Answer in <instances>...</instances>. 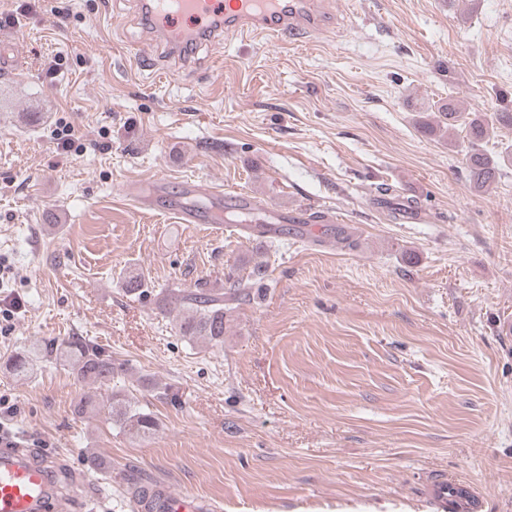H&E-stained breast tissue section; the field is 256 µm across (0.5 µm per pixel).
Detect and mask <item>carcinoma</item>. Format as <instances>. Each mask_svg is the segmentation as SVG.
<instances>
[{
	"label": "carcinoma",
	"mask_w": 512,
	"mask_h": 512,
	"mask_svg": "<svg viewBox=\"0 0 512 512\" xmlns=\"http://www.w3.org/2000/svg\"><path fill=\"white\" fill-rule=\"evenodd\" d=\"M437 112L442 128L453 130L462 126L467 129L469 146L466 165L469 183L478 193L489 191L500 176L502 163L512 161V151L495 157L486 153L482 144L495 130L512 127V112L506 109L490 114L463 112L451 101L438 106ZM252 220V214L240 210L224 214V223H246L248 229L262 236L266 225L254 224ZM265 276V268L257 265L246 279L232 282L224 292L204 288L182 292L179 298L182 313L177 317V333L189 343L200 340L212 347L224 346L226 317L234 305L251 300L250 290L262 282ZM47 356L69 368L88 385V390L74 404L77 415L83 416L105 408L112 424L134 438L145 440L157 433L159 423L153 414L131 405L124 395L115 390L116 382L126 377L127 370L112 362L111 355L81 337L72 336L43 345L33 344L9 357L4 362V368L15 376L28 377L34 374L42 359ZM103 390L109 392L104 403L100 401Z\"/></svg>",
	"instance_id": "cac0c4a2"
}]
</instances>
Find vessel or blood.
<instances>
[{"mask_svg": "<svg viewBox=\"0 0 512 512\" xmlns=\"http://www.w3.org/2000/svg\"><path fill=\"white\" fill-rule=\"evenodd\" d=\"M332 0H137L136 19L153 42L163 44L171 57L183 64L195 61L200 49L232 37L256 35L276 41L293 36L337 32ZM239 206L251 210L266 224L309 225L320 237L315 222L333 223L327 211L287 217L262 208L246 197ZM52 458L35 460L17 448L0 450V512H44L54 503L57 512H71V499L58 493L52 482ZM158 512H218L217 506L190 491L172 493L165 484L149 490ZM425 495L434 512L458 508L466 512L465 499L449 493L446 479L428 484Z\"/></svg>", "mask_w": 512, "mask_h": 512, "instance_id": "obj_1", "label": "vessel or blood"}]
</instances>
